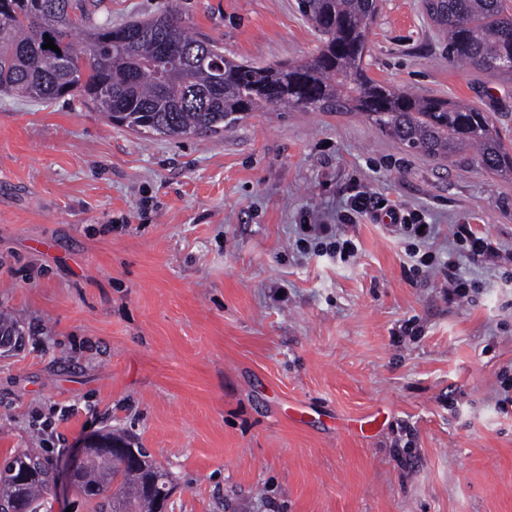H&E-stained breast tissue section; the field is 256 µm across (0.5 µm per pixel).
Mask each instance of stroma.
<instances>
[{"label":"stroma","instance_id":"35a3bbf8","mask_svg":"<svg viewBox=\"0 0 512 512\" xmlns=\"http://www.w3.org/2000/svg\"><path fill=\"white\" fill-rule=\"evenodd\" d=\"M171 0H102L97 20ZM256 66L315 54L299 0H172ZM369 77L465 100L512 141V83L448 57L425 0H378ZM502 246L409 272L408 239L365 218L343 260L295 246L350 194ZM512 180L439 161L354 112H254L220 135L145 138L89 103L0 93V461L61 464L128 434L172 472L168 512H512ZM474 280L453 299L448 283ZM4 331L19 330L22 332L19 321L13 317L0 313V356L2 353H9L18 348L22 341V336L16 332L4 334Z\"/></svg>","mask_w":512,"mask_h":512}]
</instances>
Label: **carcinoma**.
<instances>
[{
  "label": "carcinoma",
  "mask_w": 512,
  "mask_h": 512,
  "mask_svg": "<svg viewBox=\"0 0 512 512\" xmlns=\"http://www.w3.org/2000/svg\"><path fill=\"white\" fill-rule=\"evenodd\" d=\"M100 0H0V91L34 101L68 95L90 102L112 122L145 137L218 135L251 112H359L387 135L436 159H474L492 174L512 179V148L489 113L464 101L419 99L371 79L366 72L367 33L377 0H300V9L321 34L323 45L296 64L253 66L224 56L214 42L192 36L182 16L164 8L145 20L96 23ZM438 26L448 33V57L512 79V12L504 0H426ZM60 49L42 48L44 35ZM185 57L163 77L161 46ZM208 52L220 71L194 66L191 56ZM68 63L50 69L44 57ZM142 466L132 468L110 448H96L74 475L73 485L96 502L99 512H157L144 489L143 469L170 473L138 449ZM29 470L21 490L14 470ZM56 482L36 451L0 463V508L43 512Z\"/></svg>",
  "instance_id": "obj_1"
}]
</instances>
